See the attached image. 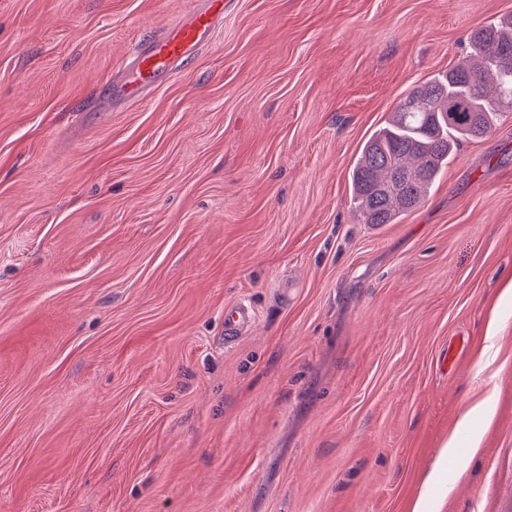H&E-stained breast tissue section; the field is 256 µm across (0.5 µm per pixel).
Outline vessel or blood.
<instances>
[{"label": "vessel or blood", "instance_id": "1", "mask_svg": "<svg viewBox=\"0 0 512 512\" xmlns=\"http://www.w3.org/2000/svg\"><path fill=\"white\" fill-rule=\"evenodd\" d=\"M224 0H200L185 19L137 48L121 77L113 83L119 101H136L156 89L160 78L172 72L213 34L224 19ZM249 302L240 300L224 307V341L233 343L255 322Z\"/></svg>", "mask_w": 512, "mask_h": 512}]
</instances>
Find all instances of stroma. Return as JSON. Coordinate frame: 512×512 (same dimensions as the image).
<instances>
[{
    "label": "stroma",
    "instance_id": "1",
    "mask_svg": "<svg viewBox=\"0 0 512 512\" xmlns=\"http://www.w3.org/2000/svg\"><path fill=\"white\" fill-rule=\"evenodd\" d=\"M189 7L0 0V512H512V116L398 223L349 185L512 0H231L114 101ZM185 19L151 37L134 51L121 77L112 80L117 101H137L157 88L160 78L172 72L213 34L224 20L230 0H199ZM255 311L249 302L240 300L224 307V342L231 344L248 332L255 322Z\"/></svg>",
    "mask_w": 512,
    "mask_h": 512
}]
</instances>
